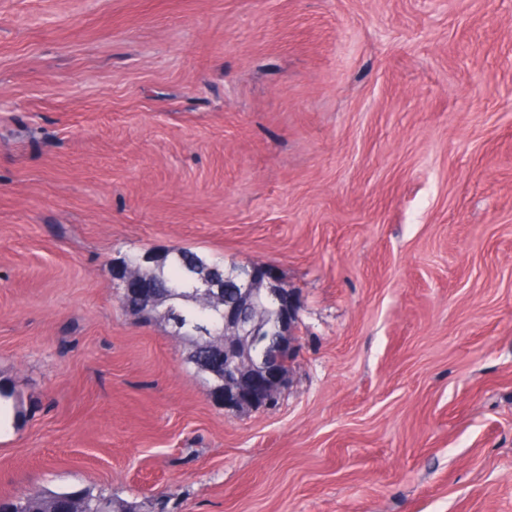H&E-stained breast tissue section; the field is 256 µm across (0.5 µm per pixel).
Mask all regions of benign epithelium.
I'll return each mask as SVG.
<instances>
[{
	"label": "benign epithelium",
	"mask_w": 512,
	"mask_h": 512,
	"mask_svg": "<svg viewBox=\"0 0 512 512\" xmlns=\"http://www.w3.org/2000/svg\"><path fill=\"white\" fill-rule=\"evenodd\" d=\"M156 262L150 253L134 255L121 264L123 290L146 287L144 268ZM194 294L221 309L224 342L216 369L224 374V406L261 407L271 402L286 380L284 368L292 360L288 332L294 323L293 299L270 265L242 263L232 271L212 264L193 270ZM274 327L278 344L261 353L239 351L235 340L255 347L258 338Z\"/></svg>",
	"instance_id": "obj_1"
}]
</instances>
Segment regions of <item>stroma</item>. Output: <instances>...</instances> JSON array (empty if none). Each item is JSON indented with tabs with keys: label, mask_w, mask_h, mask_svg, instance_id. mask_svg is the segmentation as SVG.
<instances>
[{
	"label": "stroma",
	"mask_w": 512,
	"mask_h": 512,
	"mask_svg": "<svg viewBox=\"0 0 512 512\" xmlns=\"http://www.w3.org/2000/svg\"><path fill=\"white\" fill-rule=\"evenodd\" d=\"M274 266L213 399L133 253ZM0 501L512 512V0H0ZM156 261L157 259L150 253L134 255L128 259L125 258L121 264V288L128 292L137 290L138 288H146L148 278L145 277L143 268L151 264L153 265Z\"/></svg>",
	"instance_id": "35a3bbf8"
}]
</instances>
